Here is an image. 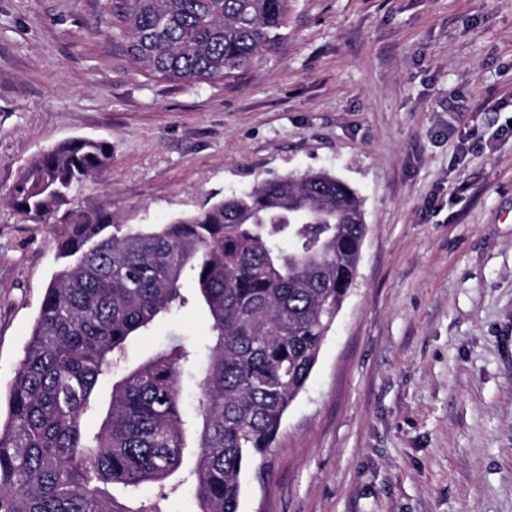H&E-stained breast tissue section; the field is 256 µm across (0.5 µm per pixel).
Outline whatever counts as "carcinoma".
Here are the masks:
<instances>
[{"mask_svg":"<svg viewBox=\"0 0 512 512\" xmlns=\"http://www.w3.org/2000/svg\"><path fill=\"white\" fill-rule=\"evenodd\" d=\"M289 2L115 0L113 12L141 70L216 83L277 43ZM111 157L105 141L60 142L27 162L9 193L29 221L58 218L63 264L0 422V512H169L189 480L199 512H240L243 469L274 447L355 282L362 203L335 175L305 172L149 227L71 209L72 189ZM187 277L207 315L204 343L174 339L126 364L131 337L187 302ZM186 371L200 375L191 415ZM108 375L103 409L96 391ZM100 412L88 433L84 417Z\"/></svg>","mask_w":512,"mask_h":512,"instance_id":"1","label":"carcinoma"}]
</instances>
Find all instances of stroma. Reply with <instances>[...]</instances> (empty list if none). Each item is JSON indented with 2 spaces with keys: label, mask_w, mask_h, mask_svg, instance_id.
Returning <instances> with one entry per match:
<instances>
[{
  "label": "stroma",
  "mask_w": 512,
  "mask_h": 512,
  "mask_svg": "<svg viewBox=\"0 0 512 512\" xmlns=\"http://www.w3.org/2000/svg\"><path fill=\"white\" fill-rule=\"evenodd\" d=\"M512 0H291L276 49L215 84L154 80L108 0H0V390L56 270L8 198L71 138L73 191L124 224L326 170L363 201L358 275L240 512H512ZM189 305L127 347L201 342Z\"/></svg>",
  "instance_id": "1"
}]
</instances>
